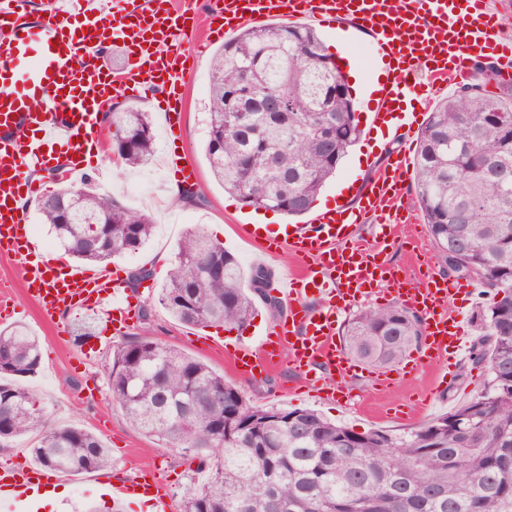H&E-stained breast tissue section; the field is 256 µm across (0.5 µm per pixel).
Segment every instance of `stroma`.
<instances>
[{
  "mask_svg": "<svg viewBox=\"0 0 512 512\" xmlns=\"http://www.w3.org/2000/svg\"><path fill=\"white\" fill-rule=\"evenodd\" d=\"M196 35L183 40L187 51L197 54L194 77L187 88L184 123L188 137L184 144V156L197 172L196 188L202 189V199L176 204L171 192L176 184L163 165L162 156H155L152 164L131 169L113 156L111 148L87 162L85 177L102 191L109 192L124 204L149 213L155 223L154 234L138 252L116 257L115 263L124 271L138 267L154 269L156 280H163L166 270L157 264L158 255L174 261L178 243L183 234L199 227L223 243L226 250L240 261L243 268L263 264L281 274L294 261L286 251L269 256L264 248L242 239L238 227L257 223L265 217L287 223V216L253 210L241 203L237 196L224 192L217 184L205 158V102L208 91L209 63L216 51L215 46L196 49ZM356 115L362 131L335 180L331 181L315 201V208L324 202H335L342 185L362 189L370 181L376 167L398 153L415 155L417 139L408 133L406 140L382 146L370 133V114L367 101L356 96ZM18 262L12 257L0 256V283L10 285L12 301L10 317L1 325L10 328L22 325L41 344V365L36 374L21 378L23 386L35 391L43 399L50 419L56 424H74L98 434L111 450L113 480L135 476L153 478L160 474L168 479L173 496H181L190 485L197 469L196 462L182 458L167 448L152 443L126 419L121 409L112 401L108 390L105 363L112 355L104 349L96 359L82 363L77 359L79 351L73 337L57 338L52 327L39 316L34 302L24 293ZM131 302L136 305L138 316L132 327L122 337H111L105 328L106 312L96 313V338L103 341L113 338L115 344L140 336H151L174 346L208 364L227 379L238 380L247 397L265 406L312 408L328 420L345 424L355 431L383 429L400 433L432 417L449 412L453 407L470 400L487 386L490 376L481 368L473 367L470 353H463L437 369H429L407 377L386 390L374 389L368 379L353 383L354 399L351 404L320 399L306 389L292 390L295 377L288 364L273 371L251 378L237 377L225 358V345L239 343L259 344V326L278 323L279 314L260 307L255 324L228 334L225 328L211 326H187L173 320L156 301L152 291L138 287L130 292ZM59 483L67 490L66 497L56 512H88L90 507L103 503L104 487L93 474L60 476Z\"/></svg>",
  "mask_w": 512,
  "mask_h": 512,
  "instance_id": "35a3bbf8",
  "label": "stroma"
}]
</instances>
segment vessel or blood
<instances>
[{
    "label": "vessel or blood",
    "instance_id": "b4317fda",
    "mask_svg": "<svg viewBox=\"0 0 512 512\" xmlns=\"http://www.w3.org/2000/svg\"><path fill=\"white\" fill-rule=\"evenodd\" d=\"M27 5L28 0H0V18L8 22L7 34L0 36V254L19 262L25 291L43 319L108 300L107 323L116 336L133 320L121 271L73 266L38 252L20 202L39 190L31 170L61 169L72 177L87 156L102 151L99 115L117 86L131 100L149 93L161 97L166 168L180 182L196 181L195 168L180 152L187 137L183 98L194 76L180 35L199 30L210 43L270 19L367 31L386 70L368 108L374 126L385 133L416 125L417 112L402 111L400 102L417 93L420 82L434 88L453 83L471 76L472 62L482 58L494 62L502 80H512V32L500 22V0H211L205 10L197 0H131L122 7L116 0H69L34 21L27 18ZM112 41L134 55L116 72L103 60ZM408 169L404 158L387 162L357 203L340 201L317 211L309 223L289 225L284 241L266 245L272 256L287 247L299 263L279 281L289 313L267 328L266 342L235 346L229 355L234 371L246 377L266 372L284 352L299 384L349 397L358 365L337 342L339 315L374 298L422 313L419 364L460 354L469 322L464 308L451 303L456 285L438 277L432 265L413 281L380 258L394 244L386 229L399 221ZM365 223L383 229L381 245L357 238L356 227ZM43 476L33 466L1 465L0 492L21 505ZM132 494L149 498L156 512H170L166 479L123 480L112 487L115 499Z\"/></svg>",
    "mask_w": 512,
    "mask_h": 512
}]
</instances>
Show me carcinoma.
Instances as JSON below:
<instances>
[{
  "label": "carcinoma",
  "mask_w": 512,
  "mask_h": 512,
  "mask_svg": "<svg viewBox=\"0 0 512 512\" xmlns=\"http://www.w3.org/2000/svg\"><path fill=\"white\" fill-rule=\"evenodd\" d=\"M435 103L418 132L414 204L443 270L487 289L475 362L490 383L471 400L400 434L356 432L312 409L261 407L241 386L150 336L117 346L106 364L112 401L164 448L199 460L203 479L179 512H512V102L480 73ZM204 153L216 182L255 210L308 213L358 142L350 87L308 26L248 25L210 64ZM113 146L130 167L151 164L148 112L115 108ZM75 199L72 223L58 202ZM43 223L79 260L106 265L144 247L151 216L90 183L68 180L36 201ZM272 270H244L203 230L182 237L158 303L190 326H244L259 297L274 313ZM346 353L389 368L422 343L423 321L395 303L343 326ZM40 366L27 328L0 329V446L36 435L33 460L60 474L112 465L101 437L49 422L38 395L14 382Z\"/></svg>",
  "instance_id": "cac0c4a2"
}]
</instances>
